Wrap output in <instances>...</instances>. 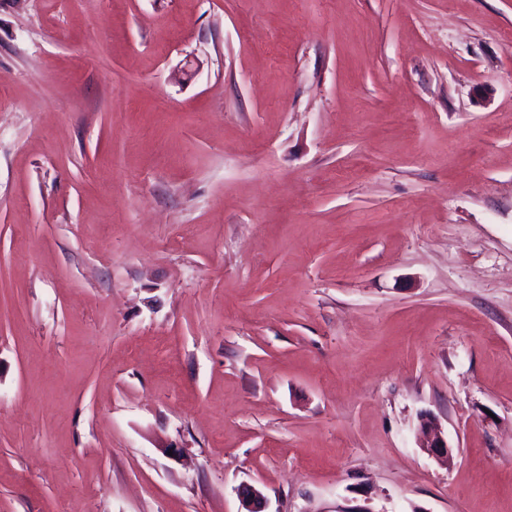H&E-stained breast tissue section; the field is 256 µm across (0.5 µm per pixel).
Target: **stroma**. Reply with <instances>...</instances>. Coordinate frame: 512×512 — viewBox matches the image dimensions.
<instances>
[{"instance_id": "1", "label": "stroma", "mask_w": 512, "mask_h": 512, "mask_svg": "<svg viewBox=\"0 0 512 512\" xmlns=\"http://www.w3.org/2000/svg\"><path fill=\"white\" fill-rule=\"evenodd\" d=\"M245 483L512 512V0H0V512ZM420 438V448L424 452L437 461L448 462V459L452 456V447L428 414H425L421 419Z\"/></svg>"}]
</instances>
